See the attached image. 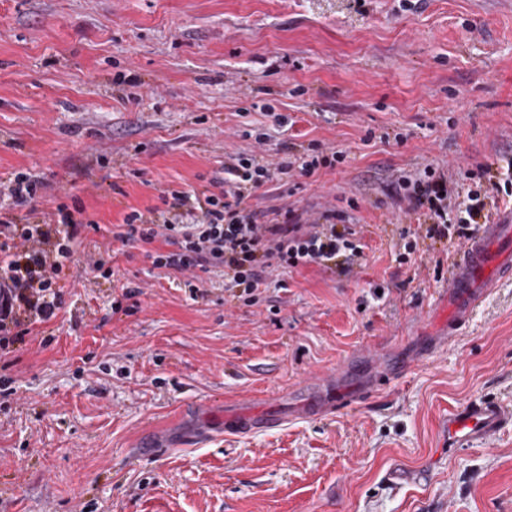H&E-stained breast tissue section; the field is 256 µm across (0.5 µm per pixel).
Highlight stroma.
Instances as JSON below:
<instances>
[{
	"label": "stroma",
	"mask_w": 512,
	"mask_h": 512,
	"mask_svg": "<svg viewBox=\"0 0 512 512\" xmlns=\"http://www.w3.org/2000/svg\"><path fill=\"white\" fill-rule=\"evenodd\" d=\"M313 141L345 162L251 205L335 208L366 245L351 274H275L253 304L218 277L194 299L112 237L225 153ZM509 158L512 0H0V178L40 174L24 222L81 201L79 257L107 268L64 281L57 318L0 360V512H512V423L461 448L439 431L474 400L512 408V281L422 361L446 248L402 265L394 247L418 224L402 178ZM374 340L405 376L301 418L291 387ZM228 408L282 424L228 434ZM175 416L184 433L156 448L147 428Z\"/></svg>",
	"instance_id": "stroma-1"
}]
</instances>
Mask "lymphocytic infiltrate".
<instances>
[{
	"mask_svg": "<svg viewBox=\"0 0 512 512\" xmlns=\"http://www.w3.org/2000/svg\"><path fill=\"white\" fill-rule=\"evenodd\" d=\"M344 159L340 151L323 155L315 143L275 162L261 153L229 154L223 176L200 189L168 191L164 210L131 211L113 237L141 248L160 240L170 244L171 252L152 253V263L183 275V286L194 298L203 295L212 274L222 276L225 287L239 289L241 299L253 303L276 271L333 265L352 271L364 264L365 246L354 231H337L335 210L309 223L295 208H284L268 219L249 204L279 176L295 171L309 177ZM42 186L41 177L29 171L0 179V357L15 352L32 325L56 319L62 307L60 282L78 272L82 205L59 206L33 224L17 220V210L29 207ZM459 194L447 170L438 166H426L412 182L408 207L423 212L425 221L416 238L404 243L402 262L417 252L419 240L471 237L485 217L481 192L468 190L469 204L457 217L453 210Z\"/></svg>",
	"mask_w": 512,
	"mask_h": 512,
	"instance_id": "1",
	"label": "lymphocytic infiltrate"
}]
</instances>
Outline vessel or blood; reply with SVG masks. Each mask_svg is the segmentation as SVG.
<instances>
[{
	"instance_id": "obj_1",
	"label": "vessel or blood",
	"mask_w": 512,
	"mask_h": 512,
	"mask_svg": "<svg viewBox=\"0 0 512 512\" xmlns=\"http://www.w3.org/2000/svg\"><path fill=\"white\" fill-rule=\"evenodd\" d=\"M504 280H512V208L495 216L462 247L456 250L448 265V283L438 294L437 301L448 313L443 331L423 344L421 358H429L435 350L454 338L469 321L479 302ZM351 361L344 360L334 370L301 382L294 388L302 398L301 415L320 418L332 414L337 406L348 405V398L332 400L331 390L339 374L349 370ZM512 420V414L499 407L481 402L453 411L442 424V431L450 442L469 445L483 440ZM273 415L250 416L236 411H225L224 428L239 433L278 427Z\"/></svg>"
}]
</instances>
